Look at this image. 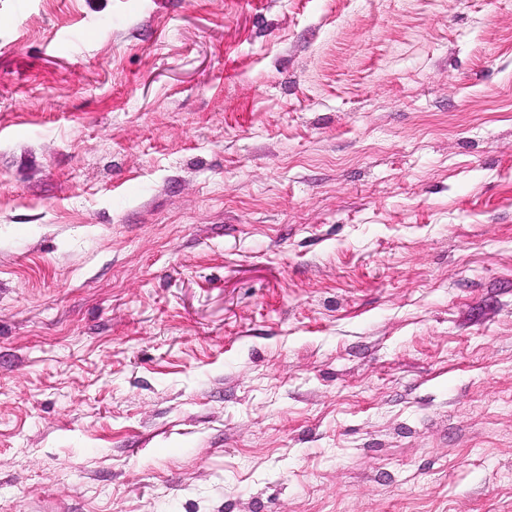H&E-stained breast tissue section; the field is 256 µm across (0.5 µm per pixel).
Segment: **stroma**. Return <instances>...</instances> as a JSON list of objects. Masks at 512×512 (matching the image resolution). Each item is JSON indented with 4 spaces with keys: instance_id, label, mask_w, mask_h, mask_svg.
<instances>
[{
    "instance_id": "obj_1",
    "label": "stroma",
    "mask_w": 512,
    "mask_h": 512,
    "mask_svg": "<svg viewBox=\"0 0 512 512\" xmlns=\"http://www.w3.org/2000/svg\"><path fill=\"white\" fill-rule=\"evenodd\" d=\"M512 512V0H0V512Z\"/></svg>"
}]
</instances>
